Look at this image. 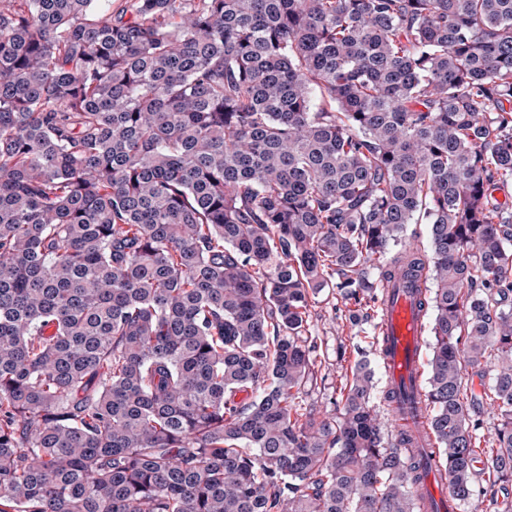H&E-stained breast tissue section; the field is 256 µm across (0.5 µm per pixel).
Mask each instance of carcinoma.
I'll use <instances>...</instances> for the list:
<instances>
[{
	"label": "carcinoma",
	"mask_w": 512,
	"mask_h": 512,
	"mask_svg": "<svg viewBox=\"0 0 512 512\" xmlns=\"http://www.w3.org/2000/svg\"><path fill=\"white\" fill-rule=\"evenodd\" d=\"M511 186L512 0H0V512H416L368 362L303 406L398 267L451 493L490 352L512 482Z\"/></svg>",
	"instance_id": "carcinoma-1"
}]
</instances>
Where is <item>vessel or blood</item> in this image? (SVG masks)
I'll list each match as a JSON object with an SVG mask.
<instances>
[{
  "instance_id": "obj_1",
  "label": "vessel or blood",
  "mask_w": 512,
  "mask_h": 512,
  "mask_svg": "<svg viewBox=\"0 0 512 512\" xmlns=\"http://www.w3.org/2000/svg\"><path fill=\"white\" fill-rule=\"evenodd\" d=\"M382 332L385 336L380 355L390 385L417 387L422 373V313L411 288L403 286L385 290L380 301ZM393 433L407 434L415 441L418 456L430 452L428 411L421 399L394 401L388 416ZM422 512H456L448 479L443 470L432 471L420 490Z\"/></svg>"
}]
</instances>
